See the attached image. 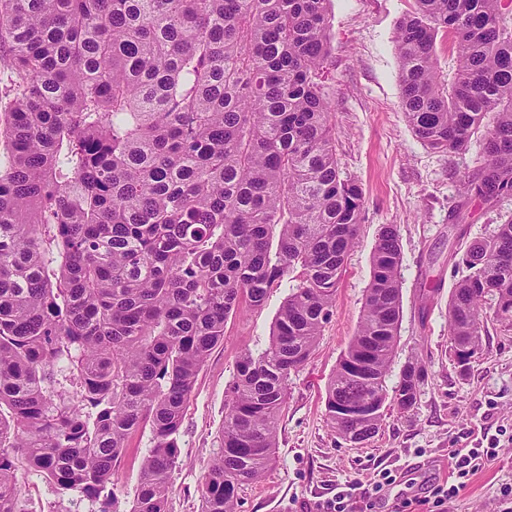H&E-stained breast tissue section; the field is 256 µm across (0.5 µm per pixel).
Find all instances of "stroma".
Segmentation results:
<instances>
[{
	"mask_svg": "<svg viewBox=\"0 0 512 512\" xmlns=\"http://www.w3.org/2000/svg\"><path fill=\"white\" fill-rule=\"evenodd\" d=\"M413 0H331V53L325 92L332 109L336 154L364 196L359 239L340 281L333 314L301 370L288 383L275 460L239 494L238 512H320L338 484L369 483L381 470L396 475L358 512H502L512 486V325L488 320L483 350L467 375L451 356L448 299L463 270L451 252L488 236L512 216V196L486 203L462 196L459 184L478 168L482 139L468 153L428 149L400 108L398 19ZM398 227L402 255V316L386 377L397 386L408 362L425 369L418 404L385 411L378 433L363 444L340 439L328 426L326 387L355 335L370 281L371 255L382 225ZM287 285L270 288L262 308L228 320L224 341L200 371L178 435L170 474L169 512H200L199 486L218 450L225 404L241 352L267 346ZM500 437L496 458L444 508L431 492L452 470L451 453L480 443L484 429ZM149 430L133 434L112 481L122 512L133 505ZM22 512H74L39 474L19 467Z\"/></svg>",
	"mask_w": 512,
	"mask_h": 512,
	"instance_id": "stroma-1",
	"label": "stroma"
}]
</instances>
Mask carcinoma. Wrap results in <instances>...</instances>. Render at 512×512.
I'll return each instance as SVG.
<instances>
[{"instance_id":"1","label":"carcinoma","mask_w":512,"mask_h":512,"mask_svg":"<svg viewBox=\"0 0 512 512\" xmlns=\"http://www.w3.org/2000/svg\"><path fill=\"white\" fill-rule=\"evenodd\" d=\"M330 0H0V512L16 460L89 512L149 429L128 512H167L177 436L229 318L288 281L267 347L238 356L201 512H236L273 460L288 382L328 322L364 210L342 175L322 81ZM452 36L449 79L435 56ZM401 108L429 149L463 155L462 193L512 196V0H414L396 26ZM397 225L371 257L358 331L326 389L346 442L378 432L336 403L416 407L422 364L386 388L401 313ZM450 341L483 308L512 324V219L467 246ZM370 356L371 381L348 366Z\"/></svg>"}]
</instances>
